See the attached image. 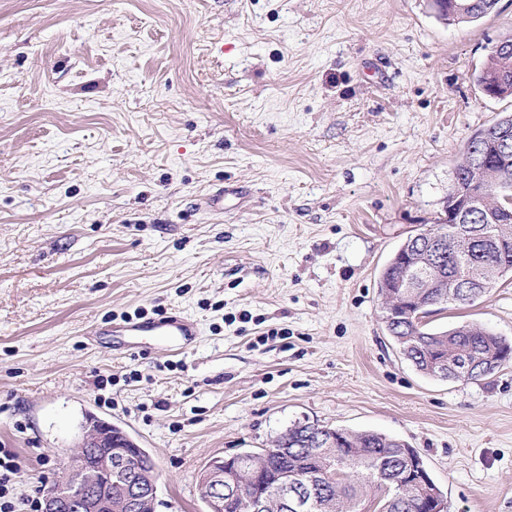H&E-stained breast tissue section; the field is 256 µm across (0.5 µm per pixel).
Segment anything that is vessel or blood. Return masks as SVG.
Returning a JSON list of instances; mask_svg holds the SVG:
<instances>
[{
	"label": "vessel or blood",
	"instance_id": "vessel-or-blood-1",
	"mask_svg": "<svg viewBox=\"0 0 512 512\" xmlns=\"http://www.w3.org/2000/svg\"><path fill=\"white\" fill-rule=\"evenodd\" d=\"M113 335L126 337L127 348H136L137 337L152 335L173 349H181L198 334L197 322L184 314L172 313L153 319L128 318L115 325Z\"/></svg>",
	"mask_w": 512,
	"mask_h": 512
}]
</instances>
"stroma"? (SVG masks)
Returning <instances> with one entry per match:
<instances>
[{
  "instance_id": "obj_1",
  "label": "stroma",
  "mask_w": 512,
  "mask_h": 512,
  "mask_svg": "<svg viewBox=\"0 0 512 512\" xmlns=\"http://www.w3.org/2000/svg\"><path fill=\"white\" fill-rule=\"evenodd\" d=\"M0 0V448L16 512L93 416L154 458L156 512H205L216 457L295 422L404 441L448 512H512V363L415 369L379 274L443 214L461 149L512 113L472 73L512 0ZM229 188L224 207L206 199ZM181 312L171 353L110 330ZM432 327L512 341V279ZM448 1V13L439 16L448 21V25L478 21L496 11L499 0H452Z\"/></svg>"
}]
</instances>
